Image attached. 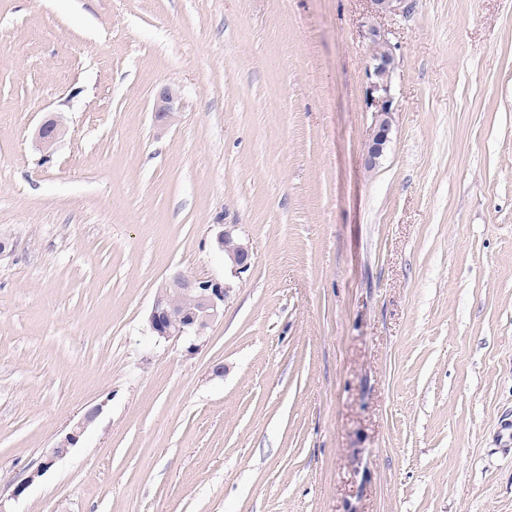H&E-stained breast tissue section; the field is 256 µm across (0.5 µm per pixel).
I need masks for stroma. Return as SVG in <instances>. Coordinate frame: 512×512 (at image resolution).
Here are the masks:
<instances>
[{
    "label": "stroma",
    "instance_id": "stroma-1",
    "mask_svg": "<svg viewBox=\"0 0 512 512\" xmlns=\"http://www.w3.org/2000/svg\"><path fill=\"white\" fill-rule=\"evenodd\" d=\"M3 237L13 512H512V0H0ZM178 273L231 286L192 346ZM373 77L369 94L372 101L375 103L376 117L378 121V131L372 145L371 157L376 159L381 155L385 142L387 141V134L390 127V116L392 111V101L390 97V86L387 80L390 72L394 69V56L392 54L385 55L384 57L373 58ZM177 101L178 94L175 90L167 88L162 92L155 109V120L159 126H169L177 120ZM222 227L223 229L217 235V246L227 254V256L224 255V258L230 267L231 275L239 278L250 267L251 253L248 246L242 243L237 236V225L224 224ZM229 244H234L233 248L228 247ZM168 288H185L195 293V310L190 316L176 312L166 303ZM230 285L225 281L178 274L165 284L154 298L149 316V330L153 336L164 340L204 336L206 329L224 312V301ZM102 407L96 405L89 409L81 419L71 426L68 432L62 436L52 448L46 452L45 459L42 461L40 468L33 475L41 476V473L51 468L58 460L66 457L88 429V427L96 420L100 414Z\"/></svg>",
    "mask_w": 512,
    "mask_h": 512
}]
</instances>
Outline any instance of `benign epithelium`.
I'll use <instances>...</instances> for the list:
<instances>
[{
    "label": "benign epithelium",
    "instance_id": "7a95c632",
    "mask_svg": "<svg viewBox=\"0 0 512 512\" xmlns=\"http://www.w3.org/2000/svg\"><path fill=\"white\" fill-rule=\"evenodd\" d=\"M394 69V56L374 58L372 81L369 94L375 103L378 131L372 145L371 157L381 155L390 127L392 101L387 80ZM178 94L166 89L156 104L155 120L160 126H169L178 118L176 102ZM61 133L56 122L43 124L38 130L37 142L42 151L50 150ZM237 225L225 224L217 235L218 248L226 253L225 260L234 277H240L250 267L251 253L236 234ZM185 288L195 293V310L190 316H184L166 303L167 289ZM230 292V285L216 279L192 277L179 274L165 283L154 298L149 316V330L153 336L164 340H179L183 337L200 338L206 329L224 312V301ZM102 407L96 405L89 409L81 419L71 426L55 445L50 448L40 468L28 477L33 480L51 468L58 460L66 457L80 441L88 427L96 420Z\"/></svg>",
    "mask_w": 512,
    "mask_h": 512
}]
</instances>
